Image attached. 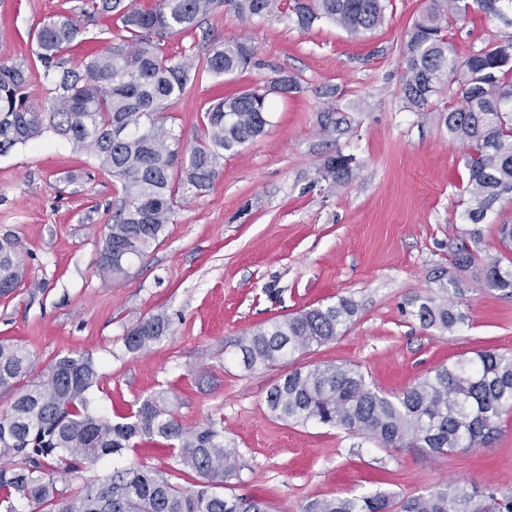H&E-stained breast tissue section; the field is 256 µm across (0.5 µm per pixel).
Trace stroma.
I'll return each instance as SVG.
<instances>
[{
	"label": "stroma",
	"mask_w": 512,
	"mask_h": 512,
	"mask_svg": "<svg viewBox=\"0 0 512 512\" xmlns=\"http://www.w3.org/2000/svg\"><path fill=\"white\" fill-rule=\"evenodd\" d=\"M426 3L386 0L384 23L360 38L326 23L299 30L284 12L241 23L224 10L165 38L168 55L203 53L210 36L245 37L257 48L248 69L203 78L170 110L166 124L184 143L203 133L204 111L220 93L283 74L299 88L286 99L271 95L265 134L225 156L210 189L185 201L158 246L120 279L100 276L98 265L122 191L91 153L48 133L0 156V237L20 240L25 270L21 287L0 297V340L24 345L40 366L92 353L104 375L92 399L110 417L165 390L185 428L223 423L240 466L224 494L263 498L270 512L378 492L399 501L447 485L512 487V411L497 419L487 447L434 456L284 421L266 403L290 367L351 363L391 395L479 349L512 355V296L480 287L476 271L460 275L466 320L454 332L423 329L411 314L412 299L439 295V280L454 270L468 181L465 149L440 120L453 93L425 112L401 98L402 47ZM76 5L0 0V59L31 61L36 24ZM506 32L474 9L447 36L463 57ZM331 101L349 120L335 135L319 124ZM339 151L360 163L342 186L321 178ZM342 297L357 313L335 341L286 365L246 371L231 360L237 337ZM157 314L169 321L167 337L128 351L127 333Z\"/></svg>",
	"instance_id": "stroma-1"
}]
</instances>
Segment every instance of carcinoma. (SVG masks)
I'll return each instance as SVG.
<instances>
[{
    "instance_id": "1",
    "label": "carcinoma",
    "mask_w": 512,
    "mask_h": 512,
    "mask_svg": "<svg viewBox=\"0 0 512 512\" xmlns=\"http://www.w3.org/2000/svg\"><path fill=\"white\" fill-rule=\"evenodd\" d=\"M283 0H155L139 9L128 0H80L78 7L48 16L34 32L33 60L39 62L47 92L31 94L27 63L0 64V155L46 132L93 154L98 170L117 181L121 203L109 215L99 271L114 278L127 273L164 237L181 201L206 191L224 154L260 137L270 124L267 97L297 92L288 76L213 100L205 109L204 134L190 147L178 180L172 169L180 138L165 126L164 112L182 100L203 75L221 78L253 63L255 47L245 40H215L202 56L163 54L160 41L193 32L226 7L237 19L264 17ZM478 8L486 18L512 28V0H429L413 22L403 48V100L425 112L448 89L460 105L443 112L448 135L471 148L466 157L468 199L463 218L469 228L456 247L454 267L476 265L481 224L495 205L512 200V33L460 59L448 45V20ZM384 0H289L294 25L308 31L329 22L354 36L381 26ZM118 21L117 43L68 66L64 53L88 40L102 14ZM331 106L320 113L321 130L339 131L344 117ZM126 134L118 137L116 129ZM352 154L336 152L324 163L332 184L351 180L358 169ZM23 275L20 242L0 239V296L18 288ZM484 287L512 294V258L482 262ZM411 315L425 329L445 333L465 322L451 300L432 296L412 301ZM356 314L354 303L306 307L237 339L235 358L247 371L286 362L296 353L336 340ZM169 323L160 315L141 320L125 338L139 352L161 342ZM103 374L93 355L82 352L36 369L22 345L0 341V391L12 394L0 414V512H18L25 501L41 512H269L260 499L217 492L237 476L239 463L224 445V427L209 422L187 430L164 391L135 402L112 422L90 405V392ZM278 418L318 423L361 435L379 448H422L443 455L487 446L493 423L512 409V356L494 349L436 368L433 374L387 397L357 368L346 363L297 367L267 393ZM172 449L179 474L195 483L183 488L141 464H112L104 477L77 482L87 468L141 440ZM485 512H512V489L486 487ZM473 494L441 488L394 502L386 494L330 498L315 512H470Z\"/></svg>"
}]
</instances>
